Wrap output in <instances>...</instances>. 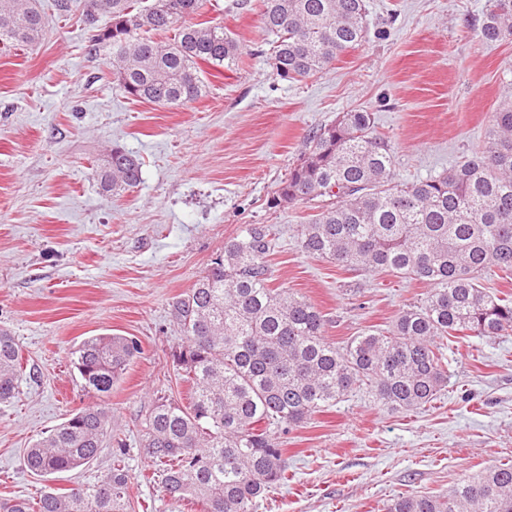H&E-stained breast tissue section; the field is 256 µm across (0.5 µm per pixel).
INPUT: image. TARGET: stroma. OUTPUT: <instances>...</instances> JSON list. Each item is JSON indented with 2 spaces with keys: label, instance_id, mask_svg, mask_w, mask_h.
I'll return each mask as SVG.
<instances>
[{
  "label": "stroma",
  "instance_id": "1",
  "mask_svg": "<svg viewBox=\"0 0 512 512\" xmlns=\"http://www.w3.org/2000/svg\"><path fill=\"white\" fill-rule=\"evenodd\" d=\"M38 5L45 27L36 45L0 41V330L23 358L18 394L0 402V498L95 483L121 439L133 512H190L165 495L141 450L155 399L189 397L173 358L184 342L173 299L242 225L274 224V283L331 319V341L389 325L427 286L303 253L296 227L316 202L269 201L310 132L358 109L389 137L398 180L448 171L512 93V39L479 37L489 0H366V40L323 73L285 81L258 54L260 0H206L191 23L224 25L243 63L201 64L203 95L158 107L116 87L112 47L92 46L83 0L66 13L52 0ZM115 145L142 163L140 184L119 197L95 175ZM91 336L143 348L103 399L72 363ZM445 355L448 382L424 409L392 413L355 390L281 435L288 481L255 512H382L399 495L445 494L512 463V332L466 337ZM98 402L112 435L92 463L45 478L27 469L26 448Z\"/></svg>",
  "mask_w": 512,
  "mask_h": 512
}]
</instances>
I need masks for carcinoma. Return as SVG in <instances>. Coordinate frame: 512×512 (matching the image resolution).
<instances>
[{
    "instance_id": "obj_1",
    "label": "carcinoma",
    "mask_w": 512,
    "mask_h": 512,
    "mask_svg": "<svg viewBox=\"0 0 512 512\" xmlns=\"http://www.w3.org/2000/svg\"><path fill=\"white\" fill-rule=\"evenodd\" d=\"M85 15L93 45L116 48L113 79L126 94L166 107L200 98L198 63L236 66L239 46L224 26L185 25L206 0H95ZM365 0H261L259 22L272 37L267 63L281 80L316 75L366 38ZM174 32L160 45L143 34ZM490 41L512 37V0H490L478 28ZM41 15L27 0H0V38L35 43ZM308 149L279 183L277 208L323 199L298 230L301 250L354 272L386 271L431 287L391 327H370L338 347L329 319L306 298L271 285L274 224H246L224 241L195 287L172 302L184 345L173 354L189 402L161 397L142 422L143 453L170 500L199 512H254L288 479L277 433L367 386L390 411L432 402L448 383L445 343L512 331V295L486 286L494 268L512 277V94L492 115L484 140L447 172L396 180L387 136L372 113L347 112L307 138ZM102 191L136 188L142 163L115 147L97 171ZM142 353L125 336H91L75 351L85 388L106 396ZM22 356L0 331V401L15 397ZM111 427L106 407L71 414L27 449L40 476L96 459ZM121 464L93 484L38 499H0V512H131ZM383 512H512V464L462 480L446 495L400 496Z\"/></svg>"
}]
</instances>
